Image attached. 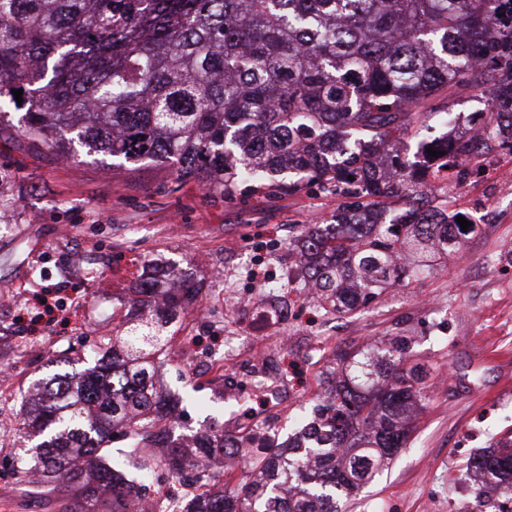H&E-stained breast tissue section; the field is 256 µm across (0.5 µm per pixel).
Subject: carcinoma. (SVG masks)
Returning a JSON list of instances; mask_svg holds the SVG:
<instances>
[{
	"mask_svg": "<svg viewBox=\"0 0 512 512\" xmlns=\"http://www.w3.org/2000/svg\"><path fill=\"white\" fill-rule=\"evenodd\" d=\"M496 0H0V126L66 156L166 164L233 200L250 191L306 186L336 200L330 224L303 229L290 247L305 257L291 291L317 287L316 307L347 314L386 289L430 275L435 258L475 233L449 219L428 182L434 168L512 144V27ZM469 85L495 111L481 138L430 131L450 118ZM23 90L22 103L12 91ZM421 138L413 161L378 163L393 140ZM442 152L434 157L427 148ZM402 202L376 213L375 204ZM200 289L173 285L164 304L183 310ZM170 337L147 319L101 347L81 373L39 384V405L18 423L42 453L20 460L43 482L75 488L61 512H130L163 472L201 493L188 512H346L387 468L426 399L405 368L412 337L335 356L330 387L301 427L262 451L224 454L260 437L213 426L174 436L176 416L157 373ZM238 487H229L235 472ZM480 483L462 512H489L512 495V439L470 459Z\"/></svg>",
	"mask_w": 512,
	"mask_h": 512,
	"instance_id": "carcinoma-1",
	"label": "carcinoma"
}]
</instances>
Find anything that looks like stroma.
<instances>
[{
	"instance_id": "1",
	"label": "stroma",
	"mask_w": 512,
	"mask_h": 512,
	"mask_svg": "<svg viewBox=\"0 0 512 512\" xmlns=\"http://www.w3.org/2000/svg\"><path fill=\"white\" fill-rule=\"evenodd\" d=\"M454 120L436 135L468 132L488 112L487 96H456ZM335 201L310 190L234 201L196 182H178L160 165L112 166L60 159L13 130H0V284L24 285L22 304L0 310V336L19 340L0 348V369L11 372L0 395V420H14L37 380L84 369L85 356L117 335L128 299L141 280L202 286L192 335L205 355L224 360V377L207 381L170 361L160 384L181 398L178 434L212 425L232 429L228 386L251 367L237 338L245 318L229 297L252 306L286 288L295 267L288 241L307 224H326ZM449 213L473 217L480 230L441 256L435 273L386 290L369 306L345 315L311 313L302 294L288 291L293 310L278 334H266L288 411L276 420L280 438L311 407L322 374L343 349L358 351L388 336H412L409 361L424 365L427 399L395 463L364 487L348 512H451L472 499L467 464L489 442L512 434V152L494 151L471 166L463 189L448 196ZM265 277L254 280L253 270ZM23 448L0 446V512H26L13 476Z\"/></svg>"
}]
</instances>
